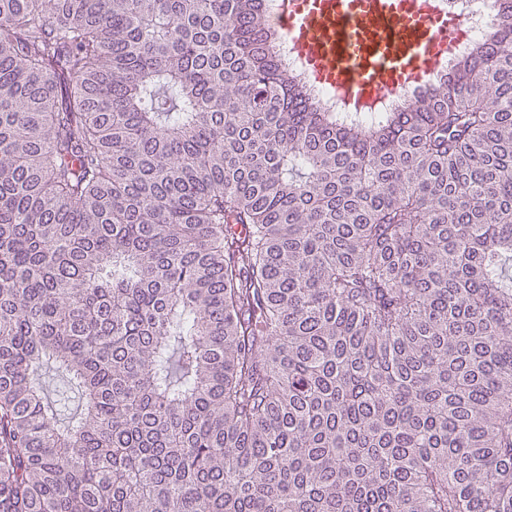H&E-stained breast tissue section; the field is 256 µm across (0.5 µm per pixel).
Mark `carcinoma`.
Segmentation results:
<instances>
[{"mask_svg":"<svg viewBox=\"0 0 512 512\" xmlns=\"http://www.w3.org/2000/svg\"><path fill=\"white\" fill-rule=\"evenodd\" d=\"M268 18L0 0V512H512V13L350 121Z\"/></svg>","mask_w":512,"mask_h":512,"instance_id":"obj_1","label":"carcinoma"}]
</instances>
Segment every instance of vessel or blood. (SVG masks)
<instances>
[{
    "instance_id": "vessel-or-blood-1",
    "label": "vessel or blood",
    "mask_w": 512,
    "mask_h": 512,
    "mask_svg": "<svg viewBox=\"0 0 512 512\" xmlns=\"http://www.w3.org/2000/svg\"><path fill=\"white\" fill-rule=\"evenodd\" d=\"M271 24L318 82L359 105L426 86L465 34L438 0H281Z\"/></svg>"
}]
</instances>
